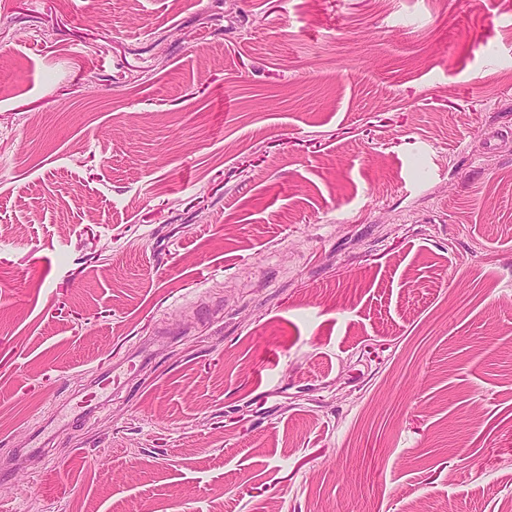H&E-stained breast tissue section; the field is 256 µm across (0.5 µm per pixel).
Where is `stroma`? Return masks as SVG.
<instances>
[{
  "mask_svg": "<svg viewBox=\"0 0 512 512\" xmlns=\"http://www.w3.org/2000/svg\"><path fill=\"white\" fill-rule=\"evenodd\" d=\"M511 504L512 0H0V512ZM147 357L143 354V352H134L132 355L128 356L125 360H122L118 364H113L112 369L102 372L98 375L95 384L100 390L105 391L108 388L118 385L120 381V372L121 369L127 364L128 368H133L136 366L137 362L139 364L145 362Z\"/></svg>",
  "mask_w": 512,
  "mask_h": 512,
  "instance_id": "1",
  "label": "stroma"
}]
</instances>
